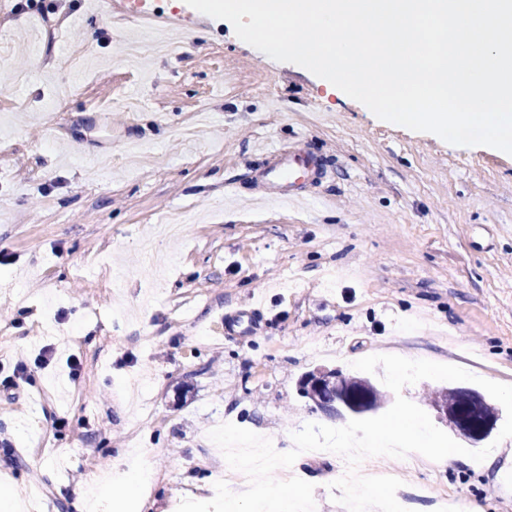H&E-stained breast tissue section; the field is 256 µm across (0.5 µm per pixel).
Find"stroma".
Segmentation results:
<instances>
[{
    "label": "stroma",
    "mask_w": 512,
    "mask_h": 512,
    "mask_svg": "<svg viewBox=\"0 0 512 512\" xmlns=\"http://www.w3.org/2000/svg\"><path fill=\"white\" fill-rule=\"evenodd\" d=\"M8 3L0 381L22 354L30 382L0 412V494L37 486L38 512H85L74 485L131 460L155 476L136 512H170L181 488L214 484L220 422L283 449L305 424L344 426L299 381L368 355L512 384V155L382 121L185 0H143L177 18L179 51L128 59L124 43L146 34L137 13L116 26L98 0ZM267 141L304 142L326 162L308 200L256 198L254 146ZM248 303L258 331L225 335V314ZM379 462L405 485L512 512L499 481L512 438L446 470ZM338 466L302 463L317 512H344Z\"/></svg>",
    "instance_id": "stroma-1"
}]
</instances>
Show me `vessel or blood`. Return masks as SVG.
Listing matches in <instances>:
<instances>
[{"label": "vessel or blood", "instance_id": "vessel-or-blood-1", "mask_svg": "<svg viewBox=\"0 0 512 512\" xmlns=\"http://www.w3.org/2000/svg\"><path fill=\"white\" fill-rule=\"evenodd\" d=\"M257 172L259 194L291 202L306 198L307 189L327 175L323 163L308 153L302 144L276 147L265 153ZM259 321L253 308L242 307L224 318L225 335L257 331Z\"/></svg>", "mask_w": 512, "mask_h": 512}]
</instances>
